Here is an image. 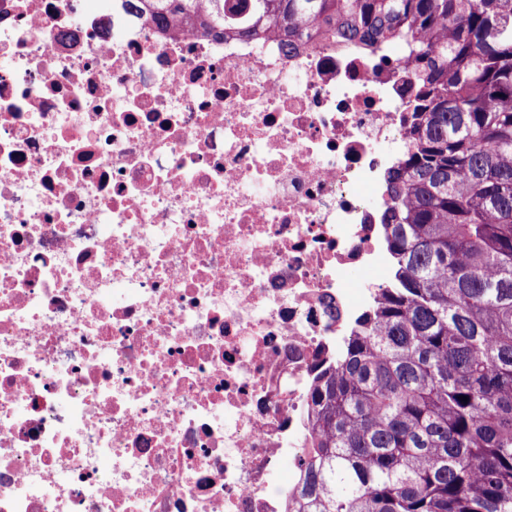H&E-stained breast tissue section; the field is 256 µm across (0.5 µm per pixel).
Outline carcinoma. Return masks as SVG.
<instances>
[{
	"mask_svg": "<svg viewBox=\"0 0 512 512\" xmlns=\"http://www.w3.org/2000/svg\"><path fill=\"white\" fill-rule=\"evenodd\" d=\"M160 28L276 33L410 62L387 172L394 285L310 395L292 512H512V0H139ZM468 397L464 402L461 397Z\"/></svg>",
	"mask_w": 512,
	"mask_h": 512,
	"instance_id": "obj_1",
	"label": "carcinoma"
}]
</instances>
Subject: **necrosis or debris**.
Here are the masks:
<instances>
[{"instance_id": "obj_1", "label": "necrosis or debris", "mask_w": 512, "mask_h": 512, "mask_svg": "<svg viewBox=\"0 0 512 512\" xmlns=\"http://www.w3.org/2000/svg\"><path fill=\"white\" fill-rule=\"evenodd\" d=\"M133 2L0 0V512H288L391 283L405 53Z\"/></svg>"}]
</instances>
